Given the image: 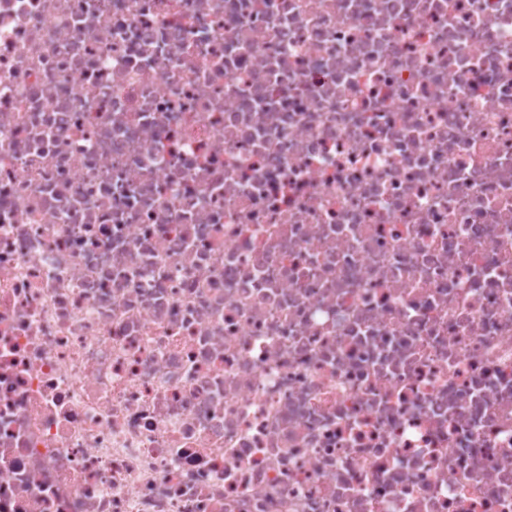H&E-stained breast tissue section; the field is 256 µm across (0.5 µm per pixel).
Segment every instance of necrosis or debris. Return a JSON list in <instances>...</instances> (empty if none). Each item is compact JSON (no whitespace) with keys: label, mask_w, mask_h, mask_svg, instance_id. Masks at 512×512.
<instances>
[{"label":"necrosis or debris","mask_w":512,"mask_h":512,"mask_svg":"<svg viewBox=\"0 0 512 512\" xmlns=\"http://www.w3.org/2000/svg\"><path fill=\"white\" fill-rule=\"evenodd\" d=\"M0 512H512V0H0Z\"/></svg>","instance_id":"4bbe7bcc"}]
</instances>
